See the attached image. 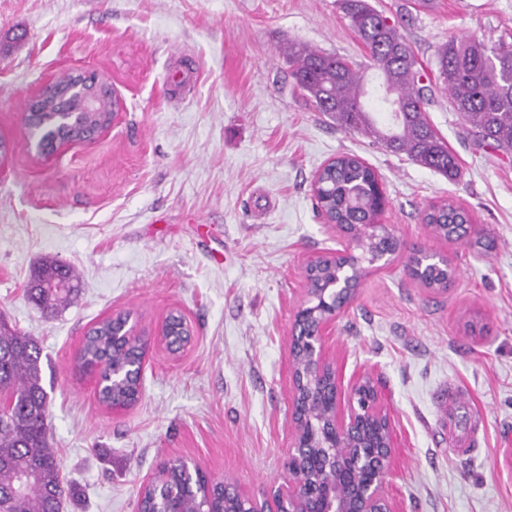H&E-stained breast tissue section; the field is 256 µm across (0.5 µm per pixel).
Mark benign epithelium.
I'll list each match as a JSON object with an SVG mask.
<instances>
[{"mask_svg": "<svg viewBox=\"0 0 512 512\" xmlns=\"http://www.w3.org/2000/svg\"><path fill=\"white\" fill-rule=\"evenodd\" d=\"M78 84L85 86L93 96L86 99L84 107L91 110L96 96L112 92L106 78L90 68L76 70ZM54 94L49 82L29 98L31 111L25 122L40 113V103ZM117 112L106 114L104 121L85 130L78 139L62 132L76 123L79 114L60 110L52 113L50 125L28 141V148L39 162L51 160L73 142H90L113 126ZM343 249L331 257L310 259L304 268L309 277L326 265L335 267L336 261L352 255L354 242L347 229H342ZM483 233L481 225L470 218L468 224L449 226L448 240L468 241ZM355 288L346 280H334L330 286L312 294L306 290V300L294 315L289 331V359L291 365V400L293 433L288 448V458H297L307 477L288 472L292 490L285 493L277 487L259 502L247 498L230 483H224V512H396L387 494L390 464L395 452L391 421L388 414L374 401L361 408L355 403L359 391L377 390L368 377L354 381L350 388L347 408H341V390L336 365L326 354L324 336L335 322L336 316L351 302ZM117 343L134 339L140 346L137 367L143 368L148 350L146 333L133 327L122 326L113 333ZM157 336L174 354L183 352L186 342L174 341L168 324H162ZM315 448H342L341 455H323ZM333 479L322 480L327 471Z\"/></svg>", "mask_w": 512, "mask_h": 512, "instance_id": "1", "label": "benign epithelium"}]
</instances>
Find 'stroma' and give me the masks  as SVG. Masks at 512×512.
<instances>
[{"label":"stroma","instance_id":"stroma-1","mask_svg":"<svg viewBox=\"0 0 512 512\" xmlns=\"http://www.w3.org/2000/svg\"><path fill=\"white\" fill-rule=\"evenodd\" d=\"M399 19L421 72L452 36L512 41V0H370ZM298 39L365 68L339 0H0V317L37 339L52 444L80 496L64 512H136L162 462L183 459L248 497L284 483L291 438L289 326L307 260L337 247L312 204L325 162L348 153L380 176L400 251L367 266L326 351L342 391L370 376L395 441L387 493L398 512H512V154L475 149L443 90L428 107L459 162L455 181L336 126L294 90L282 50ZM95 68L119 122L45 165L30 155L29 94ZM451 198L489 249L422 222ZM448 256V289L413 279L416 250ZM81 292L54 316L28 300L46 258ZM192 337L153 339L142 397L115 412L78 368L85 332L115 313L153 334L173 310ZM457 385L461 398L440 397Z\"/></svg>","mask_w":512,"mask_h":512}]
</instances>
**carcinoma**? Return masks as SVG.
I'll return each instance as SVG.
<instances>
[{
	"label": "carcinoma",
	"instance_id": "1",
	"mask_svg": "<svg viewBox=\"0 0 512 512\" xmlns=\"http://www.w3.org/2000/svg\"><path fill=\"white\" fill-rule=\"evenodd\" d=\"M348 26L369 53L370 66L383 79L388 123L381 126L366 105L362 72L347 59L290 40L283 54L294 88L315 109L348 132L364 135L388 151L452 179L458 164L431 125L427 108L433 100L424 75L400 23L385 16L368 0H342ZM437 79L458 112L473 145L482 150L512 152V44L493 42L485 36L451 37L435 53ZM68 74L59 81V105L74 108L68 94L74 83ZM374 170L361 159L342 155L323 168L312 188L316 211L336 224L355 228L371 224L378 207ZM468 216L450 200L434 205L423 221L448 236V225L464 224ZM424 286L448 287L446 271L422 263ZM78 292L77 275L64 264L44 261L31 277L27 297L36 306L54 312L73 300ZM137 345L112 346V319L90 329L79 350L80 368H101L103 381L99 400L107 407L133 397L137 379L112 380L134 362ZM41 349L38 341L10 328L0 318V512H63L66 502L78 497L62 479L60 462L50 444L49 401L42 384ZM168 472L166 501L181 512H224V495L208 497L203 479L188 483L182 464H165Z\"/></svg>",
	"mask_w": 512,
	"mask_h": 512
}]
</instances>
